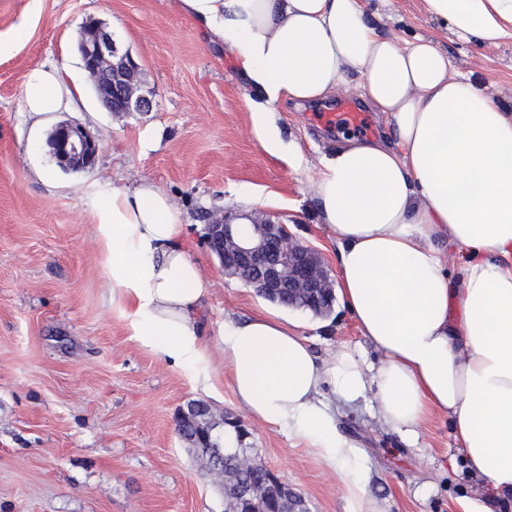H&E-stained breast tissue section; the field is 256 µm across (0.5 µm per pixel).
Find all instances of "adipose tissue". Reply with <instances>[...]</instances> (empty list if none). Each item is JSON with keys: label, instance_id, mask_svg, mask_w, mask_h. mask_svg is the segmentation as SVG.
I'll return each instance as SVG.
<instances>
[{"label": "adipose tissue", "instance_id": "adipose-tissue-1", "mask_svg": "<svg viewBox=\"0 0 512 512\" xmlns=\"http://www.w3.org/2000/svg\"><path fill=\"white\" fill-rule=\"evenodd\" d=\"M446 30L486 47L512 37V0H422ZM212 32L257 89L252 133L292 167L275 114L346 92L359 78L393 139H346L310 180L320 220L336 240L338 286L375 362L351 349L322 361L295 324L271 314L225 318L216 347L239 406L254 421L305 441L345 471L353 512H386L355 470L358 446L336 424L331 399L366 392L381 422L414 438L446 413L479 485L465 512L512 505V111L452 72L427 39L379 35L362 0H178ZM81 88L67 70L33 71L24 109H69ZM92 199V237L108 273L112 310L145 349L172 363L209 361L198 309L209 281L189 255L183 212L140 180ZM461 254L448 263L450 247ZM330 386L332 398L322 394Z\"/></svg>", "mask_w": 512, "mask_h": 512}]
</instances>
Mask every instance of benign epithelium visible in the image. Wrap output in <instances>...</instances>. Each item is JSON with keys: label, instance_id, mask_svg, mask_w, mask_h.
Masks as SVG:
<instances>
[{"label": "benign epithelium", "instance_id": "7a95c632", "mask_svg": "<svg viewBox=\"0 0 512 512\" xmlns=\"http://www.w3.org/2000/svg\"><path fill=\"white\" fill-rule=\"evenodd\" d=\"M84 69L93 84L100 87L101 98L109 109L119 107L126 112H147L150 99L141 92L136 79L139 67L130 53L122 49L102 24L90 21L80 43ZM49 153L64 170H86L94 166L99 145L72 122L55 126L47 140ZM206 243L220 261L224 275L245 272L249 285L257 293L288 294V305L302 300H318L333 292V281L321 256L298 242L287 225L256 213L215 216L207 227ZM198 413L182 410L176 421L181 434L191 436V445L210 457L218 467L224 466V449L218 436L228 424L238 420L228 414L222 420L198 425ZM270 493L275 502H285L268 512H305L303 498L275 474H270Z\"/></svg>", "mask_w": 512, "mask_h": 512}]
</instances>
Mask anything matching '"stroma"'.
Returning a JSON list of instances; mask_svg holds the SVG:
<instances>
[{
  "instance_id": "stroma-1",
  "label": "stroma",
  "mask_w": 512,
  "mask_h": 512,
  "mask_svg": "<svg viewBox=\"0 0 512 512\" xmlns=\"http://www.w3.org/2000/svg\"><path fill=\"white\" fill-rule=\"evenodd\" d=\"M367 17L387 37L432 38L453 71L468 75L503 107L512 106V39L484 47L444 31L420 0H365ZM91 20L111 31L141 72L147 112H110L87 87L65 112L25 117L29 73L65 67L87 74L78 51ZM360 91L303 107L282 105L278 125L309 164L288 166L254 139L250 107L258 97L230 53L176 6V0H0V512H224V494L202 474L176 431V415L201 401L240 413L222 360L173 365L142 348L112 311L106 269L91 233L85 191L140 179L166 191L190 224V254L210 281L200 314L203 339L225 317L280 310L296 322L318 359L366 349L341 301L326 316L275 307L225 277L205 243L206 214L249 210L287 225L336 272V246L321 224L309 180L321 156L343 138L375 139L389 127L362 105L360 125L316 122L319 112L360 102ZM62 121L79 124L99 144L95 165L62 171L45 145ZM160 142L144 152L142 132ZM211 377L206 394L197 379ZM341 431L360 446L370 493L388 512H462L467 475L446 415H430L416 439L390 430L373 393L337 405ZM244 447L304 498L308 512H351L342 478L302 441L247 422Z\"/></svg>"
}]
</instances>
